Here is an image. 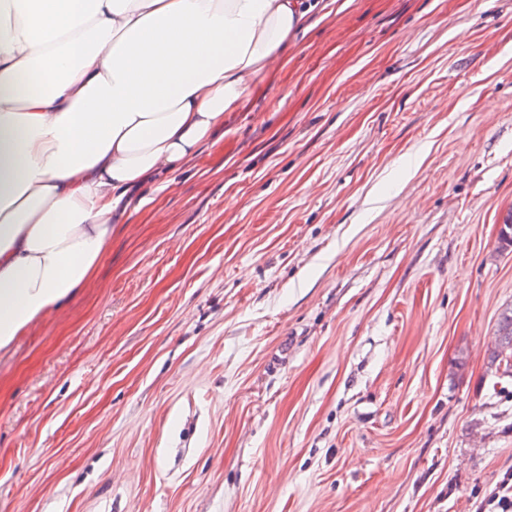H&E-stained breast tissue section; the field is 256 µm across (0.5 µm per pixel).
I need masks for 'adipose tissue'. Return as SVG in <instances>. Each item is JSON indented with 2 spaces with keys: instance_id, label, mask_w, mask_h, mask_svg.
Instances as JSON below:
<instances>
[{
  "instance_id": "adipose-tissue-1",
  "label": "adipose tissue",
  "mask_w": 512,
  "mask_h": 512,
  "mask_svg": "<svg viewBox=\"0 0 512 512\" xmlns=\"http://www.w3.org/2000/svg\"><path fill=\"white\" fill-rule=\"evenodd\" d=\"M306 0H0V348L87 287L116 224L224 128Z\"/></svg>"
}]
</instances>
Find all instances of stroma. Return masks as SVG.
I'll use <instances>...</instances> for the list:
<instances>
[{
	"instance_id": "35a3bbf8",
	"label": "stroma",
	"mask_w": 512,
	"mask_h": 512,
	"mask_svg": "<svg viewBox=\"0 0 512 512\" xmlns=\"http://www.w3.org/2000/svg\"><path fill=\"white\" fill-rule=\"evenodd\" d=\"M288 58L0 349V512H477L512 474V0H320ZM498 363V364H496ZM505 370L512 367V308H508L502 315L496 333L495 351L492 356V365Z\"/></svg>"
}]
</instances>
